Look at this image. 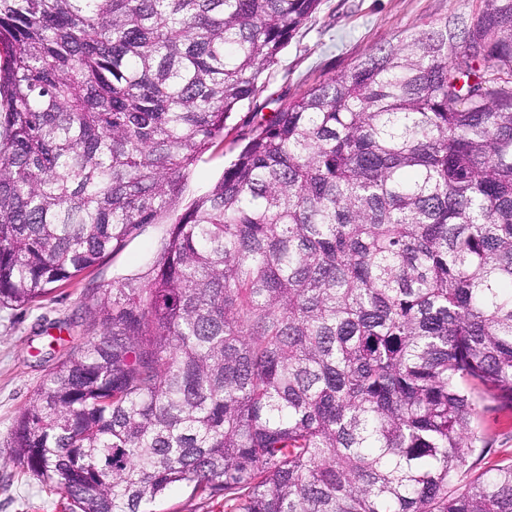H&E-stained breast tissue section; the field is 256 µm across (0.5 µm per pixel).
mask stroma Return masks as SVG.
Wrapping results in <instances>:
<instances>
[{
    "instance_id": "stroma-1",
    "label": "stroma",
    "mask_w": 512,
    "mask_h": 512,
    "mask_svg": "<svg viewBox=\"0 0 512 512\" xmlns=\"http://www.w3.org/2000/svg\"><path fill=\"white\" fill-rule=\"evenodd\" d=\"M479 0H323L280 56L267 96L295 97L337 71L353 66L372 48L407 30L453 13L476 9ZM233 155L230 146L208 151L187 186V198L204 194ZM167 227L146 225L116 255L90 274L26 309L0 307V512H65L61 496L24 474L12 461L10 437L34 390L73 347L91 340L81 324L99 285L144 272ZM494 435L475 471L492 474L512 462V420L486 416Z\"/></svg>"
}]
</instances>
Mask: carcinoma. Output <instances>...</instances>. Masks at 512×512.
Returning a JSON list of instances; mask_svg holds the SVG:
<instances>
[{
	"label": "carcinoma",
	"instance_id": "carcinoma-1",
	"mask_svg": "<svg viewBox=\"0 0 512 512\" xmlns=\"http://www.w3.org/2000/svg\"><path fill=\"white\" fill-rule=\"evenodd\" d=\"M480 2L267 116L322 0H0V306L172 219L14 464L69 512H512V464L459 482L512 409V0ZM233 136L230 135L224 140V146L221 144L214 147L203 156L189 179L185 202L204 194L221 177L224 165H227L236 152L231 149ZM191 494V489L176 488L154 506L155 512H224V502H211Z\"/></svg>",
	"mask_w": 512,
	"mask_h": 512
}]
</instances>
